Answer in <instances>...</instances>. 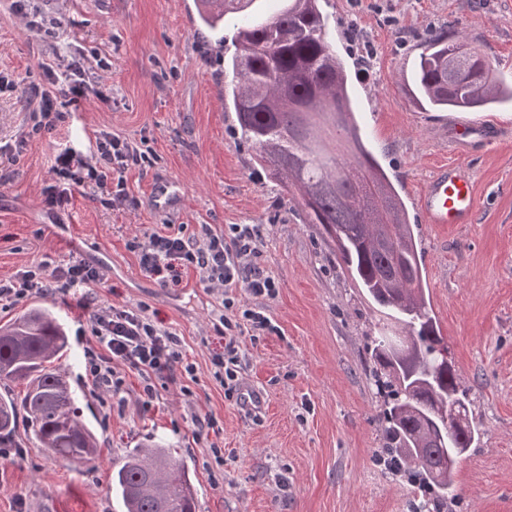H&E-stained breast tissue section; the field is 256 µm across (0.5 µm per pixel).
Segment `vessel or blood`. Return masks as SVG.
<instances>
[{
	"instance_id": "b4317fda",
	"label": "vessel or blood",
	"mask_w": 512,
	"mask_h": 512,
	"mask_svg": "<svg viewBox=\"0 0 512 512\" xmlns=\"http://www.w3.org/2000/svg\"><path fill=\"white\" fill-rule=\"evenodd\" d=\"M421 208L429 224L469 223L476 210L471 175L454 164L439 168L427 182Z\"/></svg>"
}]
</instances>
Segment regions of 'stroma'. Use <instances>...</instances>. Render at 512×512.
<instances>
[{
	"instance_id": "stroma-1",
	"label": "stroma",
	"mask_w": 512,
	"mask_h": 512,
	"mask_svg": "<svg viewBox=\"0 0 512 512\" xmlns=\"http://www.w3.org/2000/svg\"><path fill=\"white\" fill-rule=\"evenodd\" d=\"M43 7L64 16L59 38L40 40L0 0V69L38 84L40 59L80 49L107 60L92 70L105 97L67 106L60 134L35 144L0 181V279L43 258L96 260L107 275L99 301L148 304L181 337L196 373L159 384L146 408L137 402L140 377L127 373L125 411L106 414L84 377L87 289L30 297L67 331L59 366L101 448L95 462L72 465L47 459L16 433L23 457L0 463V512H122L109 491L112 467L149 440L192 468L197 512H409L412 488L380 462L381 398L366 350L379 316L318 227L304 223L297 201L253 162L224 108V60L238 15H227L216 37L199 31L194 0H44ZM323 11L348 69L361 135L417 227L431 309L482 433L459 466V497L448 512H512V102L464 113L500 136L461 151L448 144L451 113L417 109L406 93L431 32L463 36L512 81V0H329ZM101 129L145 141L154 154L151 167L126 174L131 206L110 210L78 193L50 212L43 190L58 144L87 151ZM448 164L471 173L478 206L472 223L432 227L418 199ZM168 182L177 192L162 209L156 196ZM156 224L263 225L261 263L279 288L261 306L278 331L241 337L244 382L258 407L225 398L208 371L224 346L218 294L192 273L178 288L142 275L127 243ZM205 415L216 420V437L197 434L195 419ZM214 440L223 462L209 449Z\"/></svg>"
}]
</instances>
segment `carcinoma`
<instances>
[{
  "instance_id": "cac0c4a2",
  "label": "carcinoma",
  "mask_w": 512,
  "mask_h": 512,
  "mask_svg": "<svg viewBox=\"0 0 512 512\" xmlns=\"http://www.w3.org/2000/svg\"><path fill=\"white\" fill-rule=\"evenodd\" d=\"M222 2V12L197 9L212 31L253 0ZM286 2L279 13L243 25L224 59L236 129L251 143L255 164L299 201L305 223L320 226L332 254L386 321L367 345L384 391L382 460L420 488L411 512H432L458 496L459 464L480 431L432 315L404 201L350 112L345 67L328 41L320 0ZM463 46L460 38L426 36L409 91L414 106L477 112L512 101V89L484 55L448 66V54ZM67 350L66 330L46 307L0 326V441L11 440L22 423L47 456L86 463L99 441L55 366ZM13 384L24 389L14 394ZM111 491L123 512H196L187 464L156 442L129 449L113 466Z\"/></svg>"
}]
</instances>
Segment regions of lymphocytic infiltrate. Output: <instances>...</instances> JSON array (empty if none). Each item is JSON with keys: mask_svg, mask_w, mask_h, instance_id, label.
<instances>
[{"mask_svg": "<svg viewBox=\"0 0 512 512\" xmlns=\"http://www.w3.org/2000/svg\"><path fill=\"white\" fill-rule=\"evenodd\" d=\"M45 81L20 87L11 74L0 71V95L24 92L29 104L26 126L11 143L0 146V164L17 163L24 151L43 137L58 133L66 122L63 103L103 98L91 77L87 56L74 52L38 63ZM150 157L137 143L107 130L94 134V146L84 154L68 147L53 157V182L45 192L49 210L64 209L75 191L95 196L107 208L129 205L126 173L149 164ZM264 228L259 224H231L218 232L202 224L188 231L183 224H166L134 236L129 247L140 266L161 283L178 281L182 271L197 273L200 282L221 296L224 348L210 359V374L224 389L227 399L246 403L250 394L241 381V337L275 333L276 327L262 308L248 305V298L270 299L278 284L261 265ZM104 269L85 260L51 266L42 260L26 266L12 278L0 280V310L10 309L33 294L55 296L80 285L95 287L103 282ZM87 326L96 342L87 350L85 373L92 385L106 393L114 407H124L126 371L142 379L144 402L157 396V381H177L193 374L181 338L152 319L147 304L133 307L93 305Z\"/></svg>", "mask_w": 512, "mask_h": 512, "instance_id": "1", "label": "lymphocytic infiltrate"}]
</instances>
